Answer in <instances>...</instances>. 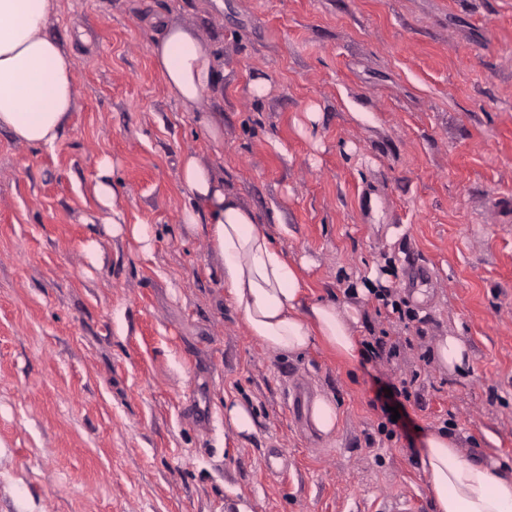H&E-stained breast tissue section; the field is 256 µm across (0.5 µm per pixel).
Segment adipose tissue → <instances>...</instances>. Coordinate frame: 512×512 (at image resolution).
<instances>
[{
	"instance_id": "1",
	"label": "adipose tissue",
	"mask_w": 512,
	"mask_h": 512,
	"mask_svg": "<svg viewBox=\"0 0 512 512\" xmlns=\"http://www.w3.org/2000/svg\"><path fill=\"white\" fill-rule=\"evenodd\" d=\"M55 0H0V131L35 148L63 137L79 95L72 64L47 32ZM151 49L170 91L196 106L216 83L211 49L196 31L164 16ZM182 182L200 209H185L186 229H205L219 262L218 280L250 336L266 349L296 355L322 342L350 360L362 347L350 305L308 297L290 261L254 211L195 156L182 162ZM421 471L436 512H512V464L468 458L448 432L424 438Z\"/></svg>"
}]
</instances>
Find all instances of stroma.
Returning <instances> with one entry per match:
<instances>
[{
    "instance_id": "obj_1",
    "label": "stroma",
    "mask_w": 512,
    "mask_h": 512,
    "mask_svg": "<svg viewBox=\"0 0 512 512\" xmlns=\"http://www.w3.org/2000/svg\"><path fill=\"white\" fill-rule=\"evenodd\" d=\"M159 14L212 49L220 86L198 109L154 66ZM47 30L80 96L54 148L0 131V512H378L397 495L434 512L429 431L512 461V0H57ZM188 155L314 296L357 307L379 356L249 336L182 223ZM105 157L149 251L102 230ZM449 335L465 373L434 355ZM405 378L406 425L382 432L378 384ZM296 383L335 403L332 433L295 420ZM224 413L238 432L251 433L255 426L249 411L242 404L227 403Z\"/></svg>"
}]
</instances>
